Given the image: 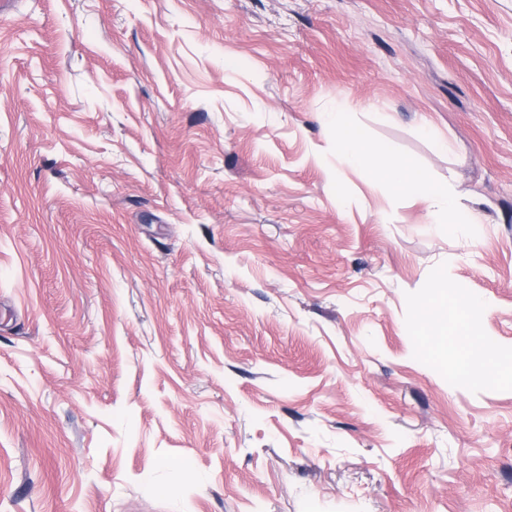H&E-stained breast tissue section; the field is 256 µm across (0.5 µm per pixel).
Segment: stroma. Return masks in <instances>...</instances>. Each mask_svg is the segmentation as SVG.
Masks as SVG:
<instances>
[{"label": "stroma", "instance_id": "obj_1", "mask_svg": "<svg viewBox=\"0 0 512 512\" xmlns=\"http://www.w3.org/2000/svg\"><path fill=\"white\" fill-rule=\"evenodd\" d=\"M509 368L512 0L0 12V512H512ZM330 123L335 129L336 154L346 164L366 171L375 181L390 183L399 191L420 197L432 210L436 223H448L453 228L479 223L480 213L463 207L449 184L435 182L424 170L410 167L385 147L368 141L360 129L342 119L341 112H336Z\"/></svg>", "mask_w": 512, "mask_h": 512}]
</instances>
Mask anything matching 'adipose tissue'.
<instances>
[{"label":"adipose tissue","instance_id":"ef3b65f1","mask_svg":"<svg viewBox=\"0 0 512 512\" xmlns=\"http://www.w3.org/2000/svg\"><path fill=\"white\" fill-rule=\"evenodd\" d=\"M330 123L335 129L336 152L346 164L366 171L375 181L390 183L399 191L420 197L437 223L454 228L479 223V212L463 207L453 187L435 182L424 170L410 167L385 147L368 141L360 129L342 117H333Z\"/></svg>","mask_w":512,"mask_h":512}]
</instances>
